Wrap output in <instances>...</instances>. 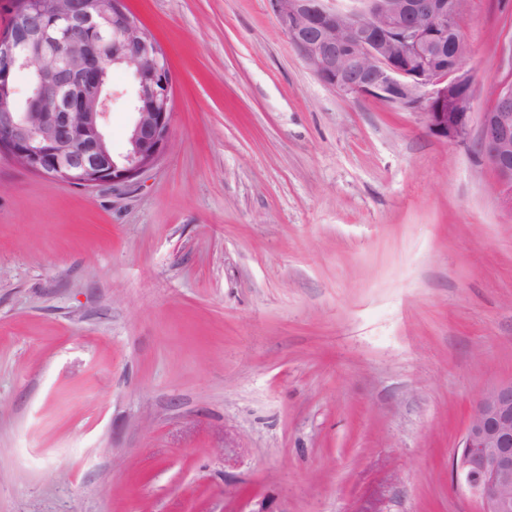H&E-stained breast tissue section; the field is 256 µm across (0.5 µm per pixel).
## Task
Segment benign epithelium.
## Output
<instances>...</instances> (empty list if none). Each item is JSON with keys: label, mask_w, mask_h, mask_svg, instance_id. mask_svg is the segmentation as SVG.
<instances>
[{"label": "benign epithelium", "mask_w": 512, "mask_h": 512, "mask_svg": "<svg viewBox=\"0 0 512 512\" xmlns=\"http://www.w3.org/2000/svg\"><path fill=\"white\" fill-rule=\"evenodd\" d=\"M269 0L300 56L327 86L421 110L430 131L468 140L472 76L462 67L464 0ZM114 0H28L0 36V156L65 187H114L156 165L172 139L173 72L167 54L138 18ZM133 74L128 153L106 150L113 93L105 61ZM492 107L480 114L479 145L512 212V51ZM29 73L24 99L16 73ZM453 484L482 512H512V381L491 387L472 407L450 460Z\"/></svg>", "instance_id": "benign-epithelium-1"}]
</instances>
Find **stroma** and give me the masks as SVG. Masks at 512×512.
<instances>
[{
  "label": "stroma",
  "mask_w": 512,
  "mask_h": 512,
  "mask_svg": "<svg viewBox=\"0 0 512 512\" xmlns=\"http://www.w3.org/2000/svg\"><path fill=\"white\" fill-rule=\"evenodd\" d=\"M127 4L166 155L116 190L0 156V512H481L449 461L512 380V213L477 143L325 85L267 0ZM462 36L485 112L512 0Z\"/></svg>",
  "instance_id": "stroma-1"
}]
</instances>
